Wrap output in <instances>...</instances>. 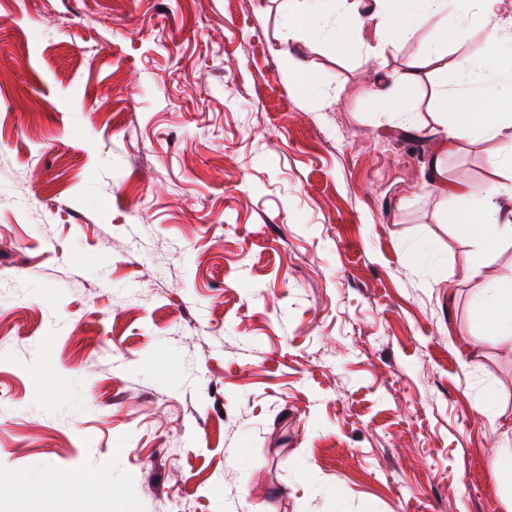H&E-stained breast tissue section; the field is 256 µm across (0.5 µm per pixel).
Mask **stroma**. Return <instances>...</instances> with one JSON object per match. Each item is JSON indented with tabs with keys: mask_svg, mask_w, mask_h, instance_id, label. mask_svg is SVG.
Wrapping results in <instances>:
<instances>
[{
	"mask_svg": "<svg viewBox=\"0 0 512 512\" xmlns=\"http://www.w3.org/2000/svg\"><path fill=\"white\" fill-rule=\"evenodd\" d=\"M373 37L290 43L281 0H0V512H512V349H467L512 243L444 222L438 74L368 97L490 44ZM497 148L445 178L500 183Z\"/></svg>",
	"mask_w": 512,
	"mask_h": 512,
	"instance_id": "35a3bbf8",
	"label": "stroma"
}]
</instances>
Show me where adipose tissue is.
I'll list each match as a JSON object with an SVG mask.
<instances>
[{
  "mask_svg": "<svg viewBox=\"0 0 512 512\" xmlns=\"http://www.w3.org/2000/svg\"><path fill=\"white\" fill-rule=\"evenodd\" d=\"M496 2L283 0V9L292 41L308 34L345 41L348 29L341 18L345 11H353L360 24L371 25L375 31L374 41L367 46L368 56L382 59L396 51L398 36L411 32L424 20L433 21L449 40L468 22L489 30L493 43L512 47V17H501ZM428 68L440 76L436 114L448 130L449 144L498 142L494 166L505 177L500 185L458 191L448 209V222L486 251L501 242H512V66L502 68L482 58L466 57L451 68L441 50L426 43L406 61L400 79L416 81ZM472 316L482 329L472 341L474 349L488 343L512 348V268L482 289L473 302Z\"/></svg>",
  "mask_w": 512,
  "mask_h": 512,
  "instance_id": "obj_1",
  "label": "adipose tissue"
}]
</instances>
